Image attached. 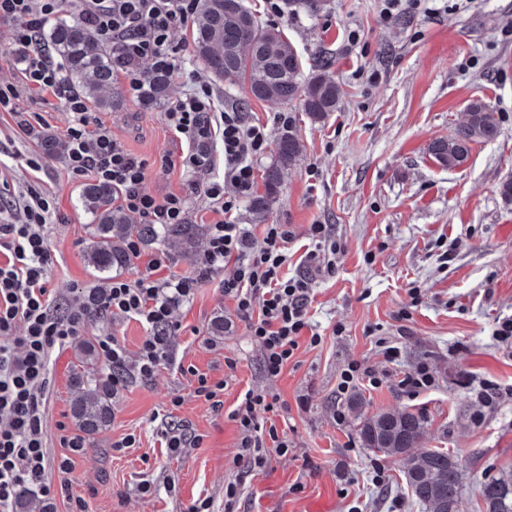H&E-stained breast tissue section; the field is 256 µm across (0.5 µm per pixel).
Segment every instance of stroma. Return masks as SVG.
I'll list each match as a JSON object with an SVG mask.
<instances>
[{
    "label": "stroma",
    "mask_w": 512,
    "mask_h": 512,
    "mask_svg": "<svg viewBox=\"0 0 512 512\" xmlns=\"http://www.w3.org/2000/svg\"><path fill=\"white\" fill-rule=\"evenodd\" d=\"M243 2L262 24L283 30L308 65L326 62V75L343 91L340 111L325 122L297 117L303 156L284 173L266 218L253 216L247 197L234 212L257 236L268 223L291 225V275L307 270L309 225H329L339 248L336 271L316 278L309 308L322 340L300 344L281 375L268 380L259 343L224 296L223 274H214L173 313L172 364L153 379L130 380L112 398L111 426L71 453L62 439L78 433L70 400L83 373L79 344L108 332L133 355L147 334L137 319L94 314L51 357L43 424L48 453L70 458L72 491L87 512H184L199 498L224 512L230 481L242 488L235 512H423L399 464L363 448L349 409L359 396L368 414L390 407L422 413L421 448H445L458 459L465 512H483L480 482L512 468V346L493 337L512 320V210L499 196L502 182L512 179V0H472L464 8L448 0L434 16L391 21L381 18L378 0H321L317 11L280 15L268 13L264 0ZM174 40L186 48V64L162 102L144 103L119 82L112 87L116 108L88 109L90 129L108 130L142 160L144 187L160 198L188 192L191 181L180 168L162 166L163 157L182 152L164 121L168 104L206 84L223 105L242 106L249 121L267 125L274 137L285 110L214 81L189 51L191 28L175 32ZM476 98L498 112L501 136L473 145L463 166L441 167L430 144L448 137ZM25 119L36 120L33 135L21 131ZM70 120L50 92L21 98L16 112H0V209L19 213L33 191L52 200L50 285L65 310L86 289L106 284L84 262L93 218L81 200L88 181L72 178L66 164ZM32 158L39 170L29 168ZM385 343L400 347L398 361L385 359ZM181 363L225 382L223 409L193 397ZM354 363L380 383L339 394L340 376ZM421 365L433 384L416 395L402 390L403 373ZM486 384L500 392L490 405L479 397ZM250 388L278 398L276 412H257L258 426L273 423L288 433L287 455H271L259 472L234 463L240 432L230 414ZM176 394L184 399L178 422L202 441L174 459L162 432ZM128 433L137 436L136 447L113 454V441ZM144 480L157 494L139 493Z\"/></svg>",
    "instance_id": "obj_1"
}]
</instances>
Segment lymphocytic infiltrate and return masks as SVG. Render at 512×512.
Masks as SVG:
<instances>
[{
    "label": "lymphocytic infiltrate",
    "mask_w": 512,
    "mask_h": 512,
    "mask_svg": "<svg viewBox=\"0 0 512 512\" xmlns=\"http://www.w3.org/2000/svg\"><path fill=\"white\" fill-rule=\"evenodd\" d=\"M63 0H0V20L13 23L12 41L24 48L22 86H0V111L12 112L21 94L52 92L65 103L71 121L66 129L67 162L78 177L93 176L121 194L122 207L149 224H181L191 199H201L206 209L222 213L211 224L199 271L192 277H168L166 253L152 256L135 280L114 277L101 290L91 289L76 310L61 314L49 288L45 228L51 206L34 194L18 223L0 224V249L9 253L0 264V512H14L19 485H30L45 500L65 498L69 512H86V503L72 492L70 480L52 486L45 479L48 454L43 431L42 405L49 390V365L53 348L78 335L84 317L103 312L113 317H133L146 324L136 358L112 334L98 339V347L112 369L113 389L123 388L129 377L154 378L171 358L169 327L176 304L190 300L195 290L217 272H225L224 293L246 322L261 347L266 377L280 375L299 348L301 339L318 344L309 316L313 275L329 276L336 270L337 245L328 225H310L313 247L306 254L309 275L286 277L288 245L294 233L285 224L265 225L254 236L235 224L232 215L240 198L256 183L254 160L270 146L267 126L248 123L233 109L216 111L210 87L185 94L164 114L167 125L184 149L179 159L164 157V166L180 164L189 174L209 172L216 156L224 158L223 180L191 182L187 194L158 198L147 192L144 162L128 152L108 131L89 130L87 106L69 90L61 64L47 56L36 40L44 22L56 14ZM200 0H81V14L129 64L123 70L133 96H141L146 71L180 69L182 48L172 34L187 26ZM266 392L250 389L241 394L231 418L240 431L236 465L248 471L263 470L270 455H286L288 436L277 426L259 429L257 411H273Z\"/></svg>",
    "instance_id": "f902f5d3"
}]
</instances>
